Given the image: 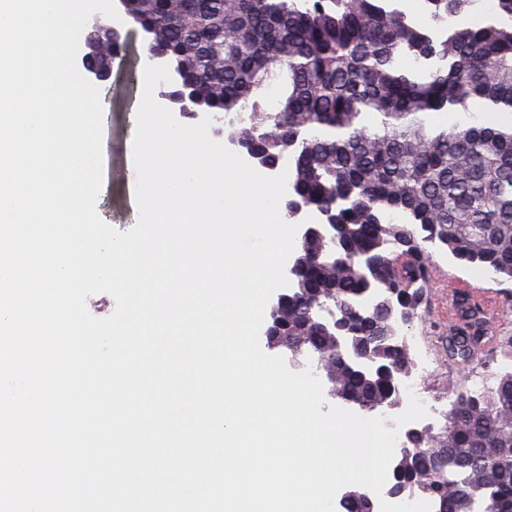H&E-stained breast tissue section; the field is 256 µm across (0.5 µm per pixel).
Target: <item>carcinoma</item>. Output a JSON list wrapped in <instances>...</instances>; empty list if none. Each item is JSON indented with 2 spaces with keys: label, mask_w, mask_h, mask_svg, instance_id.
Instances as JSON below:
<instances>
[{
  "label": "carcinoma",
  "mask_w": 512,
  "mask_h": 512,
  "mask_svg": "<svg viewBox=\"0 0 512 512\" xmlns=\"http://www.w3.org/2000/svg\"><path fill=\"white\" fill-rule=\"evenodd\" d=\"M425 2L437 20L473 0ZM124 10L176 87L288 155V192L337 226L334 247L301 241L278 345L325 358L338 397L368 410L394 400L412 367L399 332L425 304L429 248L512 279V124L425 125L475 105L512 113V0H498L495 19L441 33L394 0H125ZM401 55L421 72L400 70ZM278 70L288 93L267 113L256 96ZM458 305L464 328L448 350L468 360L489 340L486 320L467 299ZM330 306L384 371L366 372L336 344L321 316ZM432 448L445 449L436 466ZM391 479L435 512H512V372L481 396L454 392L439 432L402 442ZM342 506L365 512L364 495L352 487Z\"/></svg>",
  "instance_id": "1"
}]
</instances>
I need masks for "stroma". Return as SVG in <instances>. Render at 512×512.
<instances>
[{"label":"stroma","instance_id":"35a3bbf8","mask_svg":"<svg viewBox=\"0 0 512 512\" xmlns=\"http://www.w3.org/2000/svg\"><path fill=\"white\" fill-rule=\"evenodd\" d=\"M117 28L124 34L125 48L113 64L102 100L103 188L96 208L106 223L125 232L138 220L130 151L140 102L138 84L129 83L125 73L140 69L145 54L142 34L129 32L123 21ZM429 264L431 279L424 314L402 329L413 360L428 354L433 357L429 373L418 378L422 387L444 397L450 391L467 389L473 372L496 376L512 371V280L485 277L481 267L459 262L438 246L433 247ZM462 293L481 295L480 306L490 335L489 342L466 362L448 351L449 337L464 325L455 305Z\"/></svg>","mask_w":512,"mask_h":512}]
</instances>
